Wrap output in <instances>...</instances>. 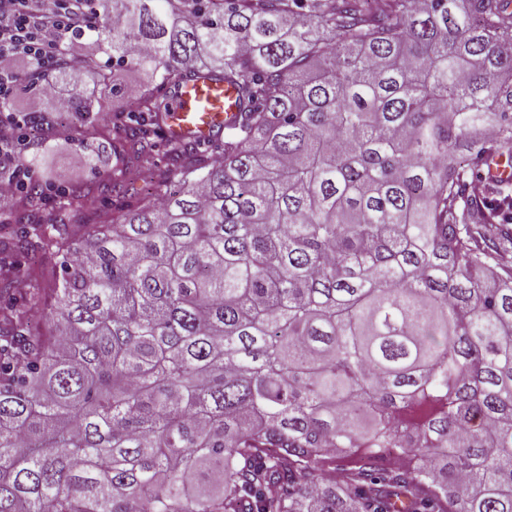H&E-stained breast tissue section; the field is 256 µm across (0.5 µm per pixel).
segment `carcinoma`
<instances>
[{"mask_svg":"<svg viewBox=\"0 0 512 512\" xmlns=\"http://www.w3.org/2000/svg\"><path fill=\"white\" fill-rule=\"evenodd\" d=\"M98 40L87 134L126 68L158 126L201 78L238 116L87 236L28 160L0 254L59 269L0 319V512H512L507 0H104Z\"/></svg>","mask_w":512,"mask_h":512,"instance_id":"obj_1","label":"carcinoma"}]
</instances>
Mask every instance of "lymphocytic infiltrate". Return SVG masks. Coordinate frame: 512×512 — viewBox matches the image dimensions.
I'll use <instances>...</instances> for the list:
<instances>
[{
	"instance_id": "1",
	"label": "lymphocytic infiltrate",
	"mask_w": 512,
	"mask_h": 512,
	"mask_svg": "<svg viewBox=\"0 0 512 512\" xmlns=\"http://www.w3.org/2000/svg\"><path fill=\"white\" fill-rule=\"evenodd\" d=\"M100 17L97 0H0V141L26 143L28 135L16 104L20 77L34 78L80 58H64L67 43L94 31Z\"/></svg>"
}]
</instances>
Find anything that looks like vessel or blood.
I'll return each instance as SVG.
<instances>
[{
	"label": "vessel or blood",
	"mask_w": 512,
	"mask_h": 512,
	"mask_svg": "<svg viewBox=\"0 0 512 512\" xmlns=\"http://www.w3.org/2000/svg\"><path fill=\"white\" fill-rule=\"evenodd\" d=\"M234 100L233 89L222 82L200 79L182 87L170 101L163 124L165 136L211 139L233 120Z\"/></svg>",
	"instance_id": "b4317fda"
}]
</instances>
